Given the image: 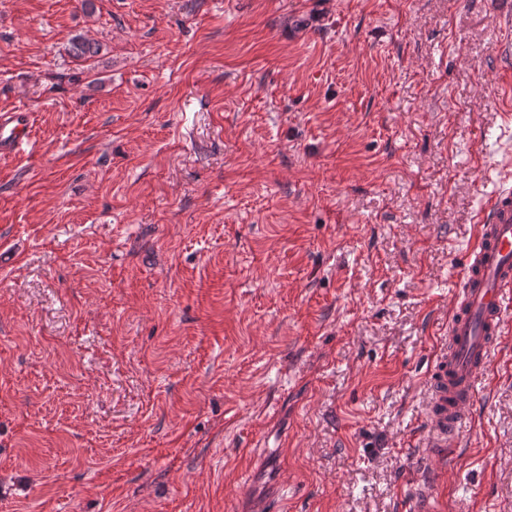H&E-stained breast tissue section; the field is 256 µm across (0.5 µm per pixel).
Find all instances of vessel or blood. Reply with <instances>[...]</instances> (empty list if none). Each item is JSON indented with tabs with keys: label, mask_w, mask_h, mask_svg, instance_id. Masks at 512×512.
<instances>
[{
	"label": "vessel or blood",
	"mask_w": 512,
	"mask_h": 512,
	"mask_svg": "<svg viewBox=\"0 0 512 512\" xmlns=\"http://www.w3.org/2000/svg\"><path fill=\"white\" fill-rule=\"evenodd\" d=\"M32 116L19 107L0 113V154L24 151ZM477 231L453 297L444 343L429 375L430 400L423 467L412 512H435L441 464L459 445L472 416L476 380L489 365L512 298V187L490 195L475 217Z\"/></svg>",
	"instance_id": "vessel-or-blood-1"
}]
</instances>
